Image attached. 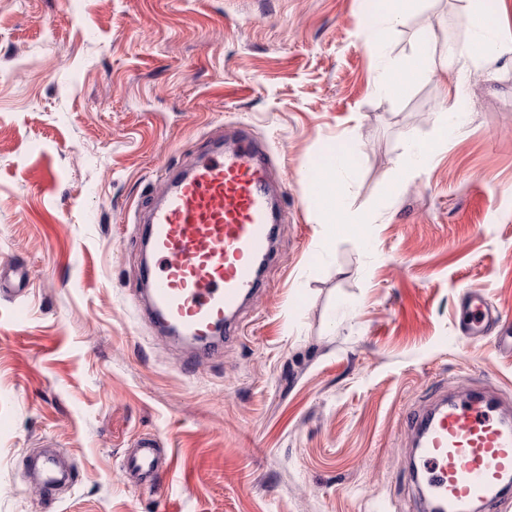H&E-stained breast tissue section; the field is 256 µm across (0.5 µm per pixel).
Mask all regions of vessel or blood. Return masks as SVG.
I'll list each match as a JSON object with an SVG mask.
<instances>
[{"instance_id":"vessel-or-blood-1","label":"vessel or blood","mask_w":512,"mask_h":512,"mask_svg":"<svg viewBox=\"0 0 512 512\" xmlns=\"http://www.w3.org/2000/svg\"><path fill=\"white\" fill-rule=\"evenodd\" d=\"M281 210L270 187L269 158L249 128L211 155L172 175L162 198L147 213L143 236L153 260L142 268L139 310L159 330L176 327L189 341L188 357L203 355L216 325L225 338L241 336L237 314L265 285L259 260L271 257L272 228ZM503 405L485 391L467 400L441 399L408 418L428 495L414 512H495L512 498V429ZM157 449L136 448L126 458L130 475L156 483ZM60 481L57 463L42 458L36 487L46 493Z\"/></svg>"}]
</instances>
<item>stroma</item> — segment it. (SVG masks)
Wrapping results in <instances>:
<instances>
[{
    "instance_id": "stroma-1",
    "label": "stroma",
    "mask_w": 512,
    "mask_h": 512,
    "mask_svg": "<svg viewBox=\"0 0 512 512\" xmlns=\"http://www.w3.org/2000/svg\"><path fill=\"white\" fill-rule=\"evenodd\" d=\"M376 7L0 0V273L25 275L0 294V512H407L410 414L476 387L512 409V57L472 48L475 0H421L377 56ZM422 31L464 48L455 70H414ZM458 83L464 124L404 175ZM238 123L271 148L281 228L242 337L190 364L136 307L143 215ZM344 145L333 227L309 173ZM144 439L172 463L157 493L124 467ZM43 454L72 464L50 500Z\"/></svg>"
}]
</instances>
